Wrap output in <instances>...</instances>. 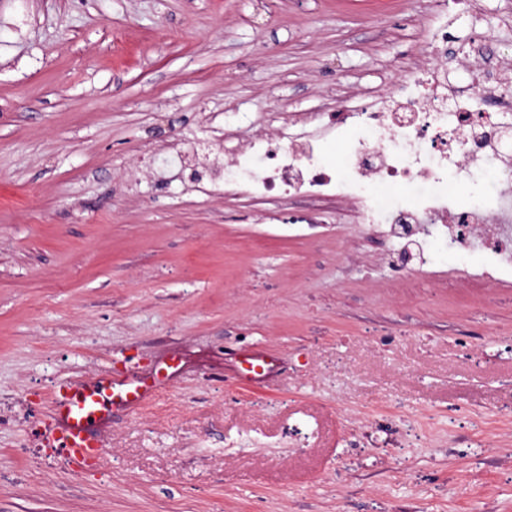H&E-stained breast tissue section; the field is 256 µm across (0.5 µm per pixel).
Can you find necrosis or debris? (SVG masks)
Returning a JSON list of instances; mask_svg holds the SVG:
<instances>
[{"instance_id":"4bbe7bcc","label":"necrosis or debris","mask_w":512,"mask_h":512,"mask_svg":"<svg viewBox=\"0 0 512 512\" xmlns=\"http://www.w3.org/2000/svg\"><path fill=\"white\" fill-rule=\"evenodd\" d=\"M447 63L443 36L379 106L342 105L302 117L299 134L256 135L210 177L225 193L260 201L350 204L353 223L415 239L420 256L436 241L462 256L479 252V272L460 268L458 280L511 281L512 161L502 147L512 136V84L475 69L474 98L448 87ZM333 143L346 148L334 164L326 160ZM482 178L497 184L496 194L471 195Z\"/></svg>"}]
</instances>
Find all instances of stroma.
<instances>
[{"mask_svg": "<svg viewBox=\"0 0 512 512\" xmlns=\"http://www.w3.org/2000/svg\"><path fill=\"white\" fill-rule=\"evenodd\" d=\"M442 30L450 86L483 43L512 80V0H0V395L33 402L0 425V512H512V283L484 317L447 247L398 276L335 209L201 176L225 126L387 93ZM256 349L260 385L232 360ZM166 354L79 477L32 458L55 382Z\"/></svg>", "mask_w": 512, "mask_h": 512, "instance_id": "35a3bbf8", "label": "stroma"}]
</instances>
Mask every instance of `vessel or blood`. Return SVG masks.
<instances>
[{"label": "vessel or blood", "instance_id": "obj_1", "mask_svg": "<svg viewBox=\"0 0 512 512\" xmlns=\"http://www.w3.org/2000/svg\"><path fill=\"white\" fill-rule=\"evenodd\" d=\"M116 390L121 391V405L126 410H137L146 400L145 391L118 371H103L92 381L57 383L54 410L37 430L41 447L72 467L101 456L98 426L111 410Z\"/></svg>", "mask_w": 512, "mask_h": 512}]
</instances>
